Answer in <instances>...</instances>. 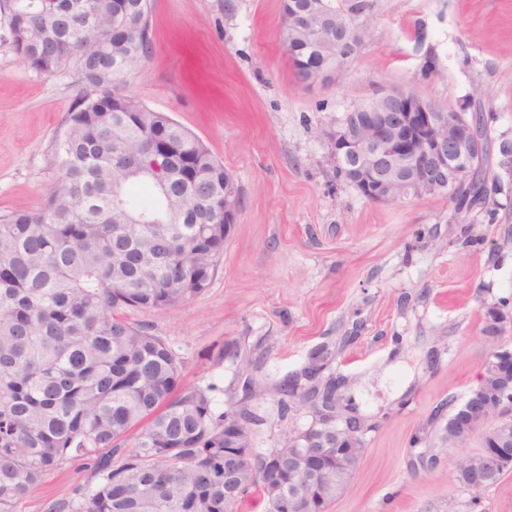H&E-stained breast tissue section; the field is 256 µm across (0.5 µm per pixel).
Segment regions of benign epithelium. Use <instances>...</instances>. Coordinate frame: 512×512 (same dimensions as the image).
Wrapping results in <instances>:
<instances>
[{"instance_id": "7a95c632", "label": "benign epithelium", "mask_w": 512, "mask_h": 512, "mask_svg": "<svg viewBox=\"0 0 512 512\" xmlns=\"http://www.w3.org/2000/svg\"><path fill=\"white\" fill-rule=\"evenodd\" d=\"M284 25L305 30L310 36L330 33L334 46L307 42L302 50L342 52L349 44L347 14L332 10L327 0H281ZM327 161L336 170L348 169V183L366 199L377 203H403L421 195H457L473 182L479 165L489 153L481 121L463 112H442L411 91L395 90L367 104L348 110L336 124L323 131ZM241 210V194L233 176L224 179V239H229ZM494 376L499 389L476 405L466 400L461 415L452 425L469 436L477 422L489 425V443L470 455L471 468L485 485L499 478L512 462V420L505 407L512 404V351L499 350ZM356 433H302L291 448L278 458L271 474H288L292 488L290 504L296 512H311L313 498L304 495L308 487L319 497H339L344 486L316 463L336 458V471L359 463L362 449L351 448Z\"/></svg>"}]
</instances>
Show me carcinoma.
<instances>
[{"label":"carcinoma","mask_w":512,"mask_h":512,"mask_svg":"<svg viewBox=\"0 0 512 512\" xmlns=\"http://www.w3.org/2000/svg\"><path fill=\"white\" fill-rule=\"evenodd\" d=\"M126 2L118 14L112 0H0L23 62L80 80L55 143L57 181L39 206L0 218V512L72 459L93 463L99 484L70 512H236L248 496L286 512L288 481H262L274 449L249 441L238 494L224 500V420L251 433L260 418L249 401L269 397L330 427L361 415L325 345L283 380H246L245 397L218 413L214 387L182 384L169 345L131 319L209 288L224 252L226 169L168 114L116 90L152 49L151 0ZM124 213L153 223L124 224Z\"/></svg>","instance_id":"obj_1"}]
</instances>
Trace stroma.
Here are the masks:
<instances>
[{
	"instance_id": "stroma-1",
	"label": "stroma",
	"mask_w": 512,
	"mask_h": 512,
	"mask_svg": "<svg viewBox=\"0 0 512 512\" xmlns=\"http://www.w3.org/2000/svg\"><path fill=\"white\" fill-rule=\"evenodd\" d=\"M153 0L152 50L120 92L167 113L234 176L238 222L210 287L141 314L182 363L185 384L214 385V407L246 378L277 381L328 346L369 431L361 463L327 512H512V469L476 491L453 477L480 434L436 436L475 388L489 355L512 349V0H371L362 40L335 75L299 82L281 0ZM409 90L442 111L480 114L490 146L484 205L457 215L445 196L374 203L337 179L324 128L352 106ZM75 72L37 73L0 38V217L37 207L56 181L54 138ZM503 307L496 336L486 312ZM238 361L222 359L224 349ZM251 445L285 444L306 408L256 403ZM91 464L51 471L15 512H59Z\"/></svg>"
}]
</instances>
